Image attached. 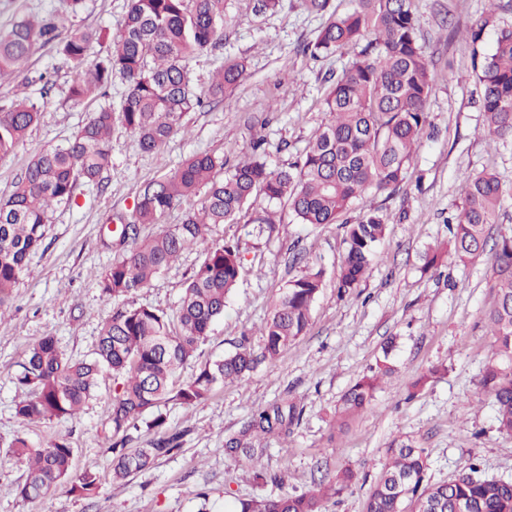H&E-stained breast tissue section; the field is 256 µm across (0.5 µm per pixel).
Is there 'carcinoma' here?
Returning <instances> with one entry per match:
<instances>
[{"mask_svg": "<svg viewBox=\"0 0 512 512\" xmlns=\"http://www.w3.org/2000/svg\"><path fill=\"white\" fill-rule=\"evenodd\" d=\"M225 0H132L112 48L90 57L99 35L74 30L62 35L54 17L22 19L0 32V75L17 71L36 43L56 45L59 53L81 69L70 89L76 101L98 91L106 95L112 77L126 83L119 119L137 138L145 153L159 151L183 129L186 113L202 105L190 84L187 61L207 49L223 33ZM317 14H328L316 41L302 51L313 57L350 52L342 74L329 79L323 98L327 121L317 130L300 158L288 168L268 167L266 150L232 166L224 159L197 154L170 176L142 187L134 220L122 224L126 247L101 279L105 296L115 298L148 287L184 252L204 246L176 311L168 314L147 305L121 308L104 324L94 356L72 361L46 336L19 363L15 376L29 396L15 403L22 422L75 419L101 379L112 373L115 383L106 422L112 429V478L122 480L143 472L179 445L180 435L166 428V415L146 413L175 402L192 406L206 399L219 384L244 380L255 368L278 357L304 335L313 305L323 288V268L310 269L288 282L274 300L261 329L263 346L255 351L248 339L223 358L204 364L189 378L181 371L203 342L212 323L224 315L227 296L236 287L242 261L232 243L206 244L209 226L234 222L254 195L270 205H288L300 224H336L367 190L394 194L407 178L414 154L426 131V105L433 75L419 38L413 0H356L353 11L338 14L330 0H302ZM489 11L468 35L482 41L493 25ZM246 65L224 59L210 92L222 95L244 78ZM482 112L488 136L512 137V27L496 32L493 53L480 63ZM39 109L27 98L0 109V158L13 153L36 122ZM114 113H92L77 134L63 145L39 153L18 179L13 192L0 201V316L28 257L42 245L49 209L69 201L76 185L96 183L111 163ZM206 187L198 210L182 223L142 239L140 228L159 225L170 209ZM463 202L450 228L452 256L463 264L491 252L493 298L485 312L495 352L487 361L482 388L492 400L500 431L512 435V235L487 248L489 226L498 223L503 188L490 172L466 175ZM347 253L338 273L339 291L356 288L385 238L386 215L373 210L345 225ZM388 360L357 378L340 399L339 413L347 419L367 410L382 382L394 375ZM302 408L278 404L253 414L224 440V457L234 467H249L254 479L268 477L261 462L268 439L285 440L298 424ZM155 433L142 448H130L140 425ZM9 453L24 462L27 476L9 492L35 500L57 485L80 496H92L98 473L73 469L74 448L58 438L34 445L18 436ZM365 501L364 512H512V479L479 474V468L431 482L425 450L395 439ZM358 479L351 467L334 478L321 477L307 492L276 498L238 500L237 512H322L330 495L351 489Z\"/></svg>", "mask_w": 512, "mask_h": 512, "instance_id": "carcinoma-1", "label": "carcinoma"}]
</instances>
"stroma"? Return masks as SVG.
Wrapping results in <instances>:
<instances>
[{"label":"stroma","instance_id":"1","mask_svg":"<svg viewBox=\"0 0 512 512\" xmlns=\"http://www.w3.org/2000/svg\"><path fill=\"white\" fill-rule=\"evenodd\" d=\"M420 35L433 71L426 135L406 182L393 195L366 191L345 216L382 209L388 232L358 287L337 288L347 244L342 224L312 227L278 206L274 226L258 223L267 202L256 197L235 223L212 227L209 241L238 243L243 273L214 321L205 342L184 367L191 376L203 363L235 349L241 338L253 348L276 294L289 280L317 265L325 286L306 333L274 361L262 363L244 381L218 386L190 407L168 404L171 431L181 433L178 450L125 481L112 479V432L106 423L114 395L104 378L97 395L77 419L22 423L14 413L25 393L12 380L18 362L46 336L67 357L91 358L104 323L121 307L149 305L174 312L202 248L185 252L151 287L107 298L100 277L118 250L107 228L129 223L141 185L174 173L195 154L235 163L251 156L257 140L268 142L270 169L295 162L326 121L321 99L330 75H341L348 57L312 58L302 53L315 41L325 16L308 12L301 0H280L262 11L258 0H226L224 36L188 62L203 107L186 113L185 129L160 151L142 153L121 123L112 126V163L99 185H78L71 201L49 212L42 246L27 260L0 319V512H230L233 497H279L300 493L321 475L344 467L358 470L350 490L329 496L325 512H363L366 494L393 439L407 437L424 448L431 481L439 482L471 465L487 476L512 478V435L499 432L489 397L481 393V370L494 350L484 312L491 301L489 256L461 264L449 257L448 219L461 207L465 175L494 173L505 192L491 237L512 234V138L489 140L480 109L479 84L466 35L488 8L486 0H413ZM130 0H85L71 14L69 0H0V30L26 15L66 17L67 30L103 29L115 34ZM244 60L246 74L224 97L209 89L225 58ZM74 64L52 45H36L24 70L0 76V106L29 96L40 115L11 155L0 159V199L7 198L31 160L66 143L91 113L119 109L125 92L113 77L106 95L74 102ZM53 86L43 91L42 75ZM445 253L441 266L423 268L428 251ZM390 358L394 376L382 384L371 407L339 424L342 394L377 360ZM437 375L416 396L410 384L429 368ZM291 400L303 416L287 440L270 439L263 466L278 482L258 484L245 468L229 467L224 439L259 409ZM42 444L67 438L74 469L92 470L100 482L84 498L66 487L29 501L11 494L26 466L8 449L19 435Z\"/></svg>","mask_w":512,"mask_h":512}]
</instances>
